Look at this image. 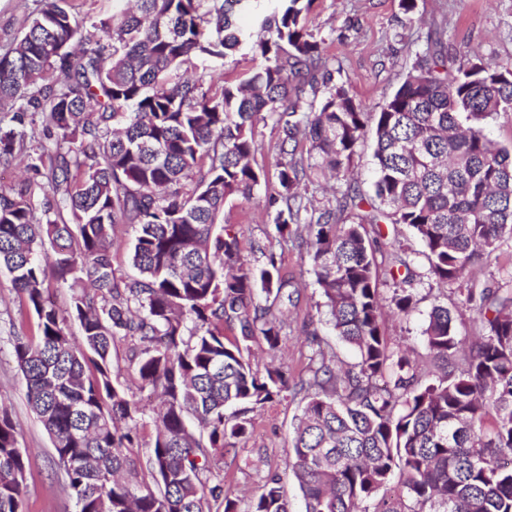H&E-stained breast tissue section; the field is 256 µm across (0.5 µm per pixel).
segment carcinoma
<instances>
[{"instance_id":"carcinoma-1","label":"carcinoma","mask_w":512,"mask_h":512,"mask_svg":"<svg viewBox=\"0 0 512 512\" xmlns=\"http://www.w3.org/2000/svg\"><path fill=\"white\" fill-rule=\"evenodd\" d=\"M0 52V112L43 115L55 150L27 154L53 193L33 219L29 187L0 190V271L25 294L40 334L11 340L28 402L49 434L77 512H293L279 474L246 509L224 491L212 459L254 432L249 413L291 391L306 400L286 463L304 512H512V290L467 286L472 270L512 240V149L488 119L512 116V61L425 52L377 112L331 83L324 40L309 30L313 0H113L85 25L76 0H41ZM249 46L261 63L242 80H214ZM279 132L274 244L289 243L319 289L324 324L349 347L345 362L314 321L297 381L250 361L261 337L279 350L301 302L273 244L243 253L240 232L216 227L224 206L251 199L263 173L255 129ZM373 195L348 186L318 204L299 192L315 173L338 181L366 135ZM26 150L0 131V160ZM408 226L422 250L397 256L393 312L407 317L417 287L453 286L422 329L442 374L388 350L386 306L366 225ZM133 228L139 276L116 274L117 231ZM426 264L415 270L417 256ZM49 276L71 288L66 312L45 295ZM79 322L81 341L66 331ZM479 336L460 351L458 326ZM237 330L224 343V326ZM130 342L145 414L113 382L112 344ZM154 425L134 482L142 430ZM26 461L0 408V512H23Z\"/></svg>"}]
</instances>
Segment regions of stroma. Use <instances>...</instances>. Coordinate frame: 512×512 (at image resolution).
<instances>
[{
  "mask_svg": "<svg viewBox=\"0 0 512 512\" xmlns=\"http://www.w3.org/2000/svg\"><path fill=\"white\" fill-rule=\"evenodd\" d=\"M413 15H405L400 0H314L310 27L323 39L330 59L334 83L346 84L370 111H378L401 85L416 57L426 47V37L437 25L452 34L449 54L472 50L501 60H512V0H416ZM40 0H0V51L17 38L25 18L35 14ZM275 181L261 185L252 199H237L224 208L223 223L239 230L245 254L264 243L272 229L266 200ZM283 268L297 275L302 293L294 317L310 314L322 319V298L312 284L306 264L291 246L281 249ZM434 303L426 295L405 319L391 316L383 325L390 350L414 348L424 354L421 329ZM34 336L37 318L29 310L25 295L0 271V404L15 426L20 448L27 454L22 488L24 512H76V502L55 465L52 441L31 410L26 398V381L11 355L10 339L15 334ZM251 363L262 369L274 364L291 375L301 373L309 348L304 335L292 332L281 350L270 353L264 341L251 345ZM303 407L301 396L285 395L258 410L255 432L239 442L235 457L215 459L213 471L222 476L232 497L255 494L268 474L281 473L292 499L300 493L286 471L292 426Z\"/></svg>",
  "mask_w": 512,
  "mask_h": 512,
  "instance_id": "stroma-1",
  "label": "stroma"
}]
</instances>
